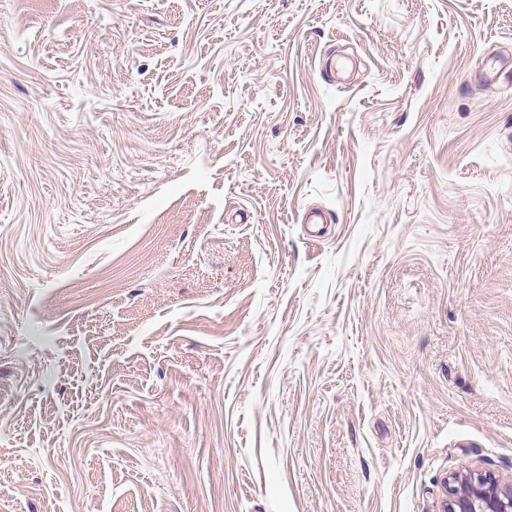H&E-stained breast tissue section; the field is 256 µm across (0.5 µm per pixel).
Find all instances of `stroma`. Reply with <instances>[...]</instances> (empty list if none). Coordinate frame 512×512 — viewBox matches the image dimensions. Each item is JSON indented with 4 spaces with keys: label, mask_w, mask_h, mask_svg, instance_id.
Masks as SVG:
<instances>
[{
    "label": "stroma",
    "mask_w": 512,
    "mask_h": 512,
    "mask_svg": "<svg viewBox=\"0 0 512 512\" xmlns=\"http://www.w3.org/2000/svg\"><path fill=\"white\" fill-rule=\"evenodd\" d=\"M472 468L512 484V0H0V512Z\"/></svg>",
    "instance_id": "35a3bbf8"
}]
</instances>
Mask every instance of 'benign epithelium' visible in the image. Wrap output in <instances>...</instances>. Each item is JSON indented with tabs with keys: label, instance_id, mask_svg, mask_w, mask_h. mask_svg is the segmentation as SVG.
I'll return each mask as SVG.
<instances>
[{
	"label": "benign epithelium",
	"instance_id": "obj_1",
	"mask_svg": "<svg viewBox=\"0 0 512 512\" xmlns=\"http://www.w3.org/2000/svg\"><path fill=\"white\" fill-rule=\"evenodd\" d=\"M442 512H512V485L502 487L485 470L452 474L444 481Z\"/></svg>",
	"mask_w": 512,
	"mask_h": 512
}]
</instances>
